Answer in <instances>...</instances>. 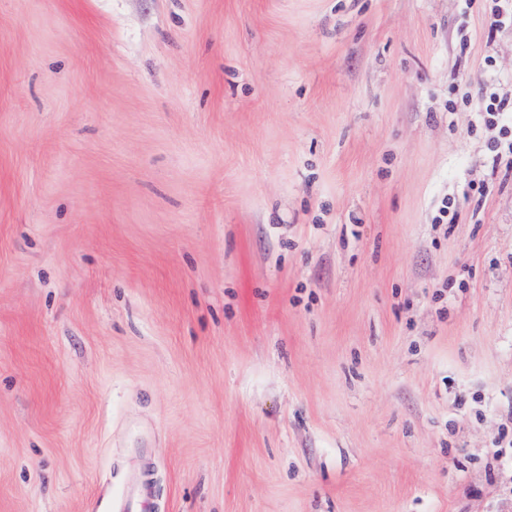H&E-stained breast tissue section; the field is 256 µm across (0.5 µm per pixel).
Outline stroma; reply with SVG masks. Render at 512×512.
Instances as JSON below:
<instances>
[{"mask_svg": "<svg viewBox=\"0 0 512 512\" xmlns=\"http://www.w3.org/2000/svg\"><path fill=\"white\" fill-rule=\"evenodd\" d=\"M489 10L0 0V512H512Z\"/></svg>", "mask_w": 512, "mask_h": 512, "instance_id": "stroma-1", "label": "stroma"}]
</instances>
